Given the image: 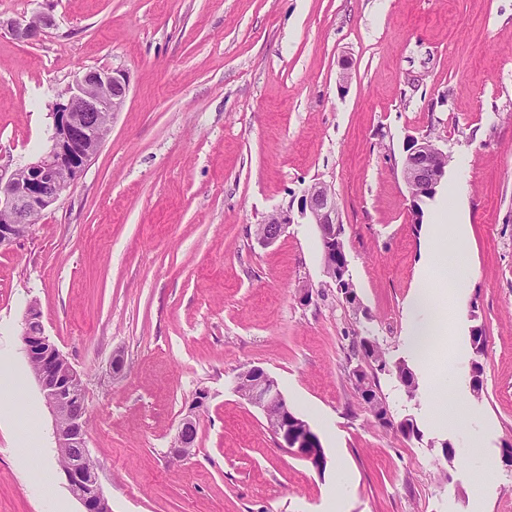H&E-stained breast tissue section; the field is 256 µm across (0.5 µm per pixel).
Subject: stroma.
I'll list each match as a JSON object with an SVG mask.
<instances>
[{"label": "stroma", "mask_w": 512, "mask_h": 512, "mask_svg": "<svg viewBox=\"0 0 512 512\" xmlns=\"http://www.w3.org/2000/svg\"><path fill=\"white\" fill-rule=\"evenodd\" d=\"M42 13L56 26L40 40L0 29V169L50 147L53 107L83 71H122L129 92L73 187L0 249V370L19 384L0 409V512H82L23 349L34 302L85 383L112 512H512V0H0V20ZM422 136L450 162L416 211L399 161ZM317 181L336 198L358 313L327 282L315 225H288L269 246L254 234ZM458 187L451 250L465 274L453 318L433 283L455 361L439 375L408 357V303ZM362 330L408 359L416 397L392 374L379 393L421 438L359 403L350 350ZM250 367L310 424L324 472L280 448L237 392ZM433 386L466 428L437 421ZM189 414L197 439L177 460ZM24 415L42 450L28 460L11 422ZM476 441L493 468L470 460ZM197 435V421L193 416L184 417L177 429V434L173 443V448L170 450V454L174 458L186 457L191 448L194 447V443Z\"/></svg>", "instance_id": "obj_1"}]
</instances>
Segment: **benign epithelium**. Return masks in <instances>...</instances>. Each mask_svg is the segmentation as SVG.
<instances>
[{"label": "benign epithelium", "instance_id": "7a95c632", "mask_svg": "<svg viewBox=\"0 0 512 512\" xmlns=\"http://www.w3.org/2000/svg\"><path fill=\"white\" fill-rule=\"evenodd\" d=\"M19 40H34L55 26L50 15L22 23L1 22ZM129 92L127 77L119 70L93 69L75 79L53 108L51 147L35 160L6 173L0 170V247L19 238V226L32 224L36 215L54 205L74 184L101 147L115 113L121 111ZM449 157L428 136L411 138L400 161V171L415 209L431 200L447 172ZM317 226L322 247L323 270L332 283L348 282V264L339 239L341 224L336 199L329 185L315 182L303 194L297 212L275 213L258 226L256 239L273 244L295 218ZM38 303H32L24 318L22 341L25 356L53 416L56 447L69 451L61 468L68 488L83 512H111L97 470L87 466V422L84 417L85 386L80 374L46 336ZM238 393L267 419L275 420L274 436L281 448L308 462L316 471L324 464L323 448L312 428L297 427L275 379L263 369L251 367L236 377ZM197 435V421L188 415L177 429L170 454L186 457Z\"/></svg>", "mask_w": 512, "mask_h": 512}]
</instances>
